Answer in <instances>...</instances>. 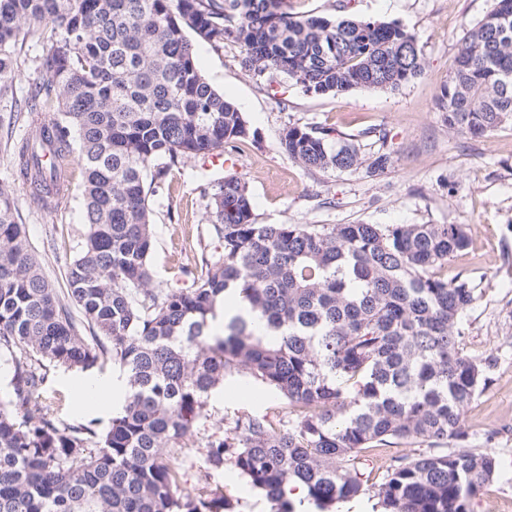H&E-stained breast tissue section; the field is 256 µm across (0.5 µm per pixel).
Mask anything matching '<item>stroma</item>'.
<instances>
[{
	"label": "stroma",
	"instance_id": "1",
	"mask_svg": "<svg viewBox=\"0 0 512 512\" xmlns=\"http://www.w3.org/2000/svg\"><path fill=\"white\" fill-rule=\"evenodd\" d=\"M490 6V0H292L294 11L332 19L352 16L403 25L415 35L425 72L400 90L357 89L317 95L281 80L270 95L260 78L246 72L241 48L226 41L215 50L197 41L199 67L211 86L233 102L257 137L224 152L222 163L196 157L185 161L151 196L154 240L150 263L154 282L188 286L211 239L208 203L213 182L233 170L249 186L260 224H464L470 245L438 274L468 276L476 299L461 319L459 346L464 356L492 359L490 382L469 406L465 441L449 442L448 453L487 452L498 462L497 477L474 500V512H512V122L490 137L473 139L449 130L436 100L447 81L460 39ZM46 39L31 30L13 49L14 76L0 91V182L15 186L19 221L42 272L58 295L67 290L66 271L78 252L82 222V176L73 170L66 208L44 211L30 204L13 164L15 144L31 133L19 109L46 74L41 59ZM291 124L325 127L355 136L363 154L386 152L390 165L373 175L352 171H309L282 149L280 136ZM112 367L85 372L50 369L39 389L59 419L106 427L115 412L110 400L81 409L74 402L85 383L115 376ZM280 398L246 372L225 377L207 401L210 419L194 436L196 445L223 431L238 416H266L286 425ZM185 469L190 486L207 476L195 448ZM224 488L232 512H272L264 493L237 471L214 479Z\"/></svg>",
	"mask_w": 512,
	"mask_h": 512
}]
</instances>
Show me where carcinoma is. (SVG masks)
Returning a JSON list of instances; mask_svg holds the SVG:
<instances>
[{
	"instance_id": "obj_1",
	"label": "carcinoma",
	"mask_w": 512,
	"mask_h": 512,
	"mask_svg": "<svg viewBox=\"0 0 512 512\" xmlns=\"http://www.w3.org/2000/svg\"><path fill=\"white\" fill-rule=\"evenodd\" d=\"M288 2L0 0V79L30 28L51 40L47 79L21 108L48 127L14 160L45 205L77 161L86 226L66 303L15 220L13 187L0 183V350L13 388L0 398V512H228L221 487L185 490L181 455L208 421L209 392L241 369L281 395L288 428L240 416L200 455L213 475L236 469L273 512H297L284 495L294 481L321 510L366 494L370 448H429L396 460L377 492L384 512H471L494 479L493 456L439 451L466 439L464 414L491 368L459 351L475 285L437 275L468 247L467 225L259 224L248 186L228 176L210 195L214 251L185 271L189 286L153 285V186L188 158L255 140L202 74L187 31L216 50L238 43L242 67L271 90L283 77L319 95L395 91L424 72L404 26L299 15ZM438 107L448 129L472 138L512 121V0H491L467 31ZM333 139L289 125L281 145L308 170L388 168L389 154L367 158L354 139ZM221 294L270 334L241 316L210 334ZM109 362L127 394L107 427L62 421L34 400L50 368Z\"/></svg>"
}]
</instances>
